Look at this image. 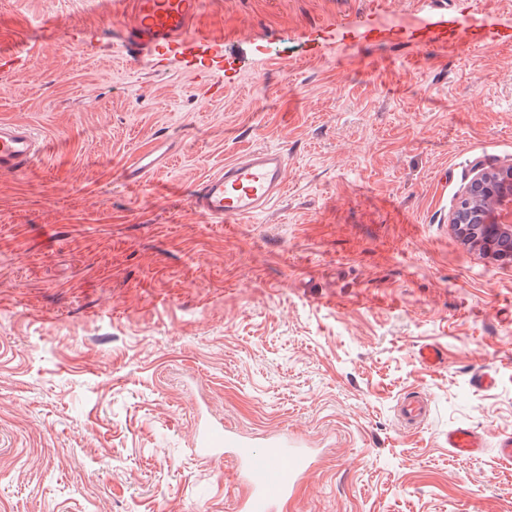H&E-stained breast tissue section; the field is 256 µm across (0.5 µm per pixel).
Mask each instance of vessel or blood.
<instances>
[{"mask_svg": "<svg viewBox=\"0 0 512 512\" xmlns=\"http://www.w3.org/2000/svg\"><path fill=\"white\" fill-rule=\"evenodd\" d=\"M210 0H122L130 14L121 45L130 60L145 61L155 70L165 68L170 52L202 50L207 54L201 66L192 68L193 77L208 91L224 88L220 59L224 46L196 21ZM463 32L457 13L439 11L426 16L415 31L419 45L459 39ZM44 147L29 126L0 122V174L26 172L42 155ZM288 159L277 149L257 148L243 158L208 175L191 192L194 211L211 223L244 219L265 209L285 188ZM429 412L420 396L404 399L401 420L404 427L417 428ZM199 457L214 459L233 456L246 486L239 512H278L300 481L310 475L314 459L305 443L288 434L276 433L257 440L220 423L200 426L193 440ZM448 447L461 457L481 455L486 448L483 433L470 425L448 431Z\"/></svg>", "mask_w": 512, "mask_h": 512, "instance_id": "b4317fda", "label": "vessel or blood"}]
</instances>
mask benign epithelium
<instances>
[{
	"instance_id": "7a95c632",
	"label": "benign epithelium",
	"mask_w": 512,
	"mask_h": 512,
	"mask_svg": "<svg viewBox=\"0 0 512 512\" xmlns=\"http://www.w3.org/2000/svg\"><path fill=\"white\" fill-rule=\"evenodd\" d=\"M463 198L471 209H455L448 217L450 224H491L500 230H512L511 224H500L497 209L512 204V161L493 167H479L464 189Z\"/></svg>"
}]
</instances>
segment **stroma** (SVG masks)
Returning a JSON list of instances; mask_svg holds the SVG:
<instances>
[{
  "instance_id": "1",
  "label": "stroma",
  "mask_w": 512,
  "mask_h": 512,
  "mask_svg": "<svg viewBox=\"0 0 512 512\" xmlns=\"http://www.w3.org/2000/svg\"><path fill=\"white\" fill-rule=\"evenodd\" d=\"M439 4L512 31V0H215L213 97L114 53L123 13L0 0V52L28 59L0 70V121L47 146L0 176V512H235L234 463L192 446L202 396L326 442L284 512H512V462L447 443L512 433V263L448 222L476 165L512 159V45L418 46ZM259 147L287 154L283 194L197 215L192 190ZM429 412L427 400L420 396H410L404 399L401 406V420L405 428H418ZM448 448L461 457H476L487 448L485 435L471 425H457L448 430Z\"/></svg>"
}]
</instances>
